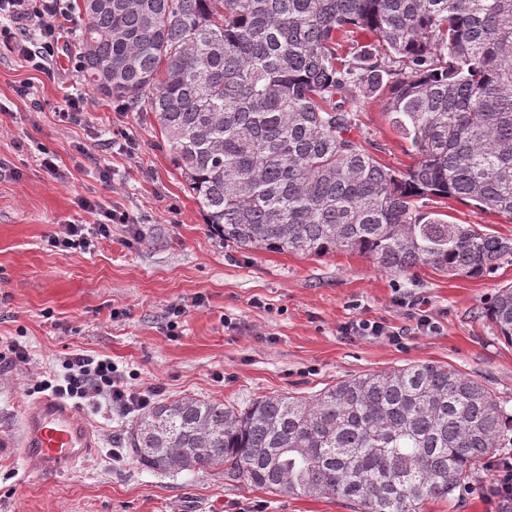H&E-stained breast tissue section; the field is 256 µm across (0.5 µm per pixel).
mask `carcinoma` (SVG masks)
I'll return each mask as SVG.
<instances>
[{
	"label": "carcinoma",
	"mask_w": 512,
	"mask_h": 512,
	"mask_svg": "<svg viewBox=\"0 0 512 512\" xmlns=\"http://www.w3.org/2000/svg\"><path fill=\"white\" fill-rule=\"evenodd\" d=\"M86 17L78 63L99 99L148 112L205 223L247 250L369 256L407 274L487 277L512 239L429 209L455 199L512 221V0H112ZM366 37L374 51L345 48ZM382 94L412 148L401 171L361 143ZM485 316L512 345V285ZM512 419L480 380L422 362L243 408L160 399L127 433L149 471L224 468L275 495L352 512H422L492 457Z\"/></svg>",
	"instance_id": "cac0c4a2"
}]
</instances>
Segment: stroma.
<instances>
[{"label":"stroma","mask_w":512,"mask_h":512,"mask_svg":"<svg viewBox=\"0 0 512 512\" xmlns=\"http://www.w3.org/2000/svg\"><path fill=\"white\" fill-rule=\"evenodd\" d=\"M65 30L48 69L37 70L0 43V341L26 345L28 364L0 360V439L18 441L27 383L63 375L69 355L111 358L131 388L158 398L192 396L244 406L275 393L311 395L352 375L409 363L454 365L482 381L512 414V346L482 314L512 261L484 278L428 268L379 271L366 256L323 257L242 250L210 231L148 113L117 100L90 101L82 123L56 115L67 93L88 87L74 68ZM365 147L395 169L414 161L389 125L380 97L357 112ZM135 143L112 144L114 130ZM57 157V173L40 164ZM121 203L142 216L138 230L112 227L93 251L61 250L48 239L63 225L95 217L79 197ZM448 219L512 238V222L469 203H448ZM425 302L440 330L414 333L397 298ZM184 313L171 319V305ZM355 318L409 330L405 346L342 335ZM98 448L72 469L36 471L0 458V512H349L329 496L272 495L225 480L220 468L178 474L140 466L123 438L129 417L106 405L81 406ZM482 467L454 500L424 512H493Z\"/></svg>","instance_id":"stroma-1"}]
</instances>
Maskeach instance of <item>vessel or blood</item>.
Instances as JSON below:
<instances>
[{
    "mask_svg": "<svg viewBox=\"0 0 512 512\" xmlns=\"http://www.w3.org/2000/svg\"><path fill=\"white\" fill-rule=\"evenodd\" d=\"M18 445L0 444V457L21 453L40 470L73 468L94 455L97 440L78 408L56 395L26 404Z\"/></svg>",
    "mask_w": 512,
    "mask_h": 512,
    "instance_id": "1",
    "label": "vessel or blood"
}]
</instances>
